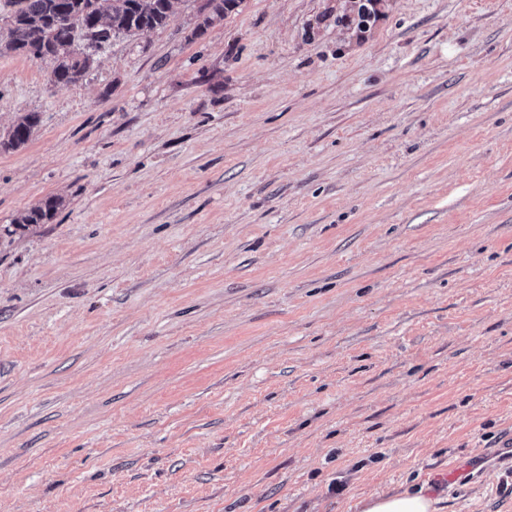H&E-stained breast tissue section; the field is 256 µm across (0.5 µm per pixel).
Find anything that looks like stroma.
<instances>
[{"mask_svg": "<svg viewBox=\"0 0 512 512\" xmlns=\"http://www.w3.org/2000/svg\"><path fill=\"white\" fill-rule=\"evenodd\" d=\"M342 3L0 55V512H512V0ZM340 15H336L337 25L357 29L365 33L371 22H376L383 14L385 0H347ZM39 114L29 112L25 114L13 127L7 132V142H0L1 151L16 150L31 139L35 128L39 124ZM61 205V198L48 197L18 217L15 224L18 227H26L30 224H47L55 217ZM436 503L420 491L372 495L360 501L358 508L360 512H438Z\"/></svg>", "mask_w": 512, "mask_h": 512, "instance_id": "stroma-1", "label": "stroma"}]
</instances>
